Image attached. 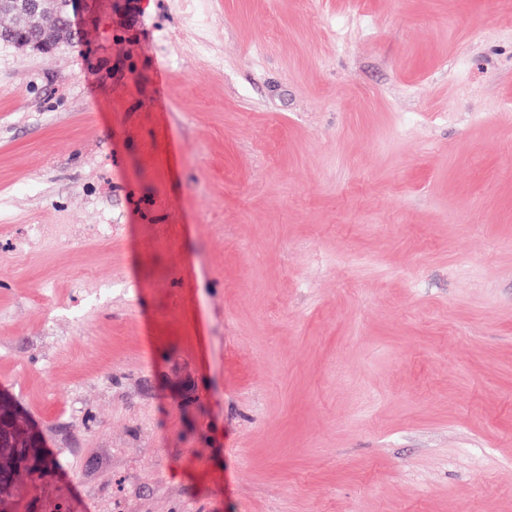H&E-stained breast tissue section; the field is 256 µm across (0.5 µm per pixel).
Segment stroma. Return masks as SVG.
Returning <instances> with one entry per match:
<instances>
[{
  "instance_id": "35a3bbf8",
  "label": "stroma",
  "mask_w": 512,
  "mask_h": 512,
  "mask_svg": "<svg viewBox=\"0 0 512 512\" xmlns=\"http://www.w3.org/2000/svg\"><path fill=\"white\" fill-rule=\"evenodd\" d=\"M82 32L0 43L36 512H512V0H94Z\"/></svg>"
}]
</instances>
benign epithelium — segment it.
<instances>
[{"instance_id": "benign-epithelium-1", "label": "benign epithelium", "mask_w": 512, "mask_h": 512, "mask_svg": "<svg viewBox=\"0 0 512 512\" xmlns=\"http://www.w3.org/2000/svg\"><path fill=\"white\" fill-rule=\"evenodd\" d=\"M16 12L34 22L33 30H14V44L51 52L59 43L72 41L80 33L83 12L90 0H8ZM23 441L28 447L15 453L10 470L0 472V483L9 485L39 467L38 455L48 453V444L38 425L17 406L9 391L0 390V447L14 448Z\"/></svg>"}]
</instances>
